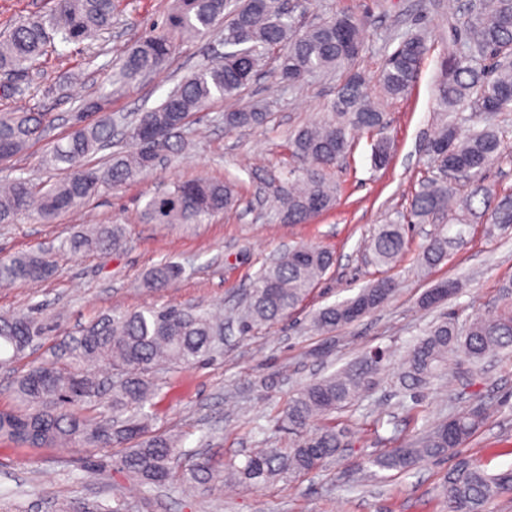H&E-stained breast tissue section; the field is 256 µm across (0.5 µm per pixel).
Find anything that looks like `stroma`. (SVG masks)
<instances>
[{
  "mask_svg": "<svg viewBox=\"0 0 512 512\" xmlns=\"http://www.w3.org/2000/svg\"><path fill=\"white\" fill-rule=\"evenodd\" d=\"M290 3L304 26L336 13L362 20L364 49L354 69L370 77L368 92L374 97L379 88L373 79L399 36L421 32L430 46L411 94L384 105L383 134H356L351 153L327 171L338 186L335 207L309 223L288 224L279 220L268 199L272 178L286 179L289 171L303 166L289 150L290 133L321 119L347 72L288 86L275 78L271 52L239 100L270 112L266 127L226 131L222 116L227 102H210L197 114L187 147L137 182L95 195L51 224L22 216L0 227V257L48 248L99 224L124 225L127 237L125 246L110 254L59 255L57 273L41 283L0 287V315L32 310L55 320L65 335L115 308L202 304L221 311V355L205 364L166 366L155 374L159 395L149 430L178 440L184 468L202 454L218 464L240 465L254 449L287 447L289 437L276 425L292 394L358 363L372 350H384L388 361L373 388L330 417L343 436V448L290 482L252 489L231 482L203 488L176 480L146 493L112 469L111 460L124 452V445L97 454L98 465L90 472L78 448H27L0 436V512H55L58 502L112 497L126 500L132 512H446L443 490L454 458L405 473L378 469L369 460L476 402L491 412L459 455L478 458L491 473L512 466V353L489 357L478 370L465 363L454 366L422 387L409 390L402 381L407 349L439 317L450 313L465 324L496 309L500 285L512 280V227L465 225L462 243L449 247L447 258L432 268L419 262L436 230L432 224L410 226L405 251L392 267L373 265L364 250L375 226L406 213L419 181L431 173L425 143L439 123L435 85L441 60L455 42L448 0ZM172 6L173 0H120L118 23L99 41L69 45L62 58L52 52L41 57L25 92L0 98V111L47 112L53 126L20 155L0 161V177L55 182L58 173L43 169L40 160L52 142L74 129L80 105L97 100L118 115L143 111L158 105L182 77L223 54L221 31L180 39L147 82L111 88V63L152 26L163 25ZM382 135L391 142V156L377 168L372 148ZM202 177L236 183L238 202L230 212L206 224L142 222L146 196ZM298 245L330 250L333 267L288 319L241 334L238 314L258 271ZM164 261L180 264L181 278L158 291L143 288L144 274ZM380 278L395 285L386 304L332 333L314 329L320 309L355 296ZM445 280L458 283L457 294L440 307H423V294ZM52 345L44 340L19 362L0 368V411L19 409L15 379L42 362Z\"/></svg>",
  "mask_w": 512,
  "mask_h": 512,
  "instance_id": "obj_1",
  "label": "stroma"
}]
</instances>
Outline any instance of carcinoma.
<instances>
[{
    "instance_id": "obj_1",
    "label": "carcinoma",
    "mask_w": 512,
    "mask_h": 512,
    "mask_svg": "<svg viewBox=\"0 0 512 512\" xmlns=\"http://www.w3.org/2000/svg\"><path fill=\"white\" fill-rule=\"evenodd\" d=\"M115 0H53L46 12L18 21L0 36V72L23 76L48 51L64 55L72 43L94 41L112 28ZM460 28L458 48L446 55L436 87L441 119L426 152L437 173L422 179L412 195L409 221L426 224L448 219L430 238L421 254L425 267L448 255V245L461 239L455 226L483 219L502 227L512 225V187L495 190L485 185L488 166L501 155L512 126L500 116L512 112V0H474L462 14L452 9ZM224 28V40L243 39L248 54L220 58L181 80L157 106L125 119V145L91 165L88 158L115 138L112 116L92 123L79 121L67 137L48 148L46 169L64 177L44 189L32 179L15 176L0 184V224H13L26 214L43 223L77 209L102 189L135 181L167 156L179 154L191 118L213 100L241 97L260 67L263 55L279 48L277 76L290 86L308 78L351 66L363 50L362 21L354 15L334 14L308 27L297 25L283 0H176L165 25L156 27L120 57L117 76L127 86L140 83L169 59L177 38L196 37ZM429 52L424 37L400 40L386 56L378 75L382 97L397 100L412 89ZM485 116L484 126L471 125L466 109ZM269 113L252 106L224 112V128L246 131L267 124ZM386 126L381 103L367 91L366 78L350 73L336 92L328 112L289 136V146L310 167L297 170L273 191L275 209L290 224H307L336 203L335 188L323 171L345 159L358 132H381ZM48 120L42 112L0 113V160L22 153L45 136ZM237 193L229 182L197 179L149 197L141 209L148 224H204L232 209ZM125 242L120 224H100L91 233L77 232L61 241V253H109ZM401 219L378 225L369 241L371 261L394 265L405 248ZM333 265L327 250L297 246L263 266L250 299L239 316L240 332L288 317ZM56 271V254L45 250L0 259V284L38 282ZM180 265L165 261L146 274L143 286L158 290L179 279ZM445 281L426 295L428 304L441 305L457 292ZM393 293V282L377 280L341 303L320 310L314 326L326 332L357 321L381 306ZM506 303L492 313L461 327L451 315L432 324L406 352L407 386L426 385L462 355L478 364L494 352L512 350V282L503 285ZM57 324L35 313L0 316V365L7 366L51 335ZM224 345V317L207 308L167 305L135 311L114 309L56 341L50 358L15 381L20 411L0 413V435L28 447L72 444L93 454L126 440L115 462L117 471L148 493L179 476L206 486L218 476L213 461L200 456L191 468L179 469L177 442L148 434L145 408L155 405L158 386L152 372L167 363L190 366L212 360ZM385 353L375 351L359 364L339 370L296 391L284 411L283 423L294 435L286 449L261 448L246 456L243 465H229L238 484L259 487L277 479L306 474L336 456L342 447L336 429L323 425L312 435L307 427L319 418L356 401L384 370ZM99 364L119 372L107 384L86 370ZM106 402L112 419L99 421L82 413ZM487 408L474 405L437 424L425 437L403 443L372 460L381 470L404 473L416 465L448 455L483 425ZM512 491V467L490 474L477 461L462 458L448 471L444 495L448 512H486V505ZM59 512H129L120 499L61 504Z\"/></svg>"
}]
</instances>
